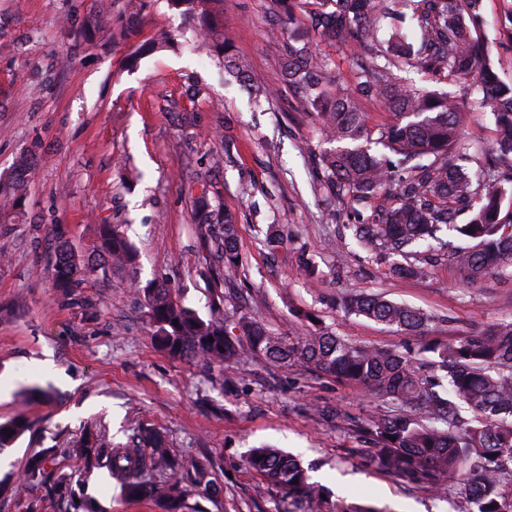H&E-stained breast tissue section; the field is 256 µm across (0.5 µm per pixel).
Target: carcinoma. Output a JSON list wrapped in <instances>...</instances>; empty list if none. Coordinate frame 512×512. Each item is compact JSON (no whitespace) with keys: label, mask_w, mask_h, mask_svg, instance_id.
I'll list each match as a JSON object with an SVG mask.
<instances>
[{"label":"carcinoma","mask_w":512,"mask_h":512,"mask_svg":"<svg viewBox=\"0 0 512 512\" xmlns=\"http://www.w3.org/2000/svg\"><path fill=\"white\" fill-rule=\"evenodd\" d=\"M272 34L282 40V77L288 92L321 120L331 148L315 156L324 186L349 197L371 222L351 226L366 249H384L394 257L393 272L425 275L423 250L448 230L468 241L448 255L462 283L492 275H512V81L499 76L485 43L475 36L483 0H271ZM167 8L192 22L199 55L224 66L238 81L249 70L224 39V0H165ZM311 30L344 49L350 77L337 78L330 59L298 31L299 16ZM175 46L162 31L127 55L134 69L156 51ZM469 83L472 109L491 114V157L471 173L467 159L463 109L446 94L418 88L397 76ZM378 100L393 121L378 129L376 152L365 139V103ZM38 152L33 145L11 173L0 176V225L22 213L27 177ZM196 198L201 245L212 274L208 317L174 299L163 283L136 284L154 327L153 340L171 356L224 367V385L235 382V366L248 350L274 365L296 362L397 406V414H374L360 427L371 440L370 463L408 484L442 491L465 485L457 512H512V322L448 343L432 341L418 352L357 345L322 328L306 336H280L241 316L235 328L224 324V291L232 292L242 267L234 217L212 208L217 186L203 179ZM388 207L377 204L381 195ZM468 213V221L457 217ZM99 255L115 266L135 263L132 243L116 227L100 222ZM55 288L69 299L82 297L95 267L59 243L52 258ZM344 311L404 331H422L429 316L380 295H356ZM473 412L465 422L461 412ZM31 429L23 414L0 423V450ZM13 431L7 435V431ZM248 467L285 492L294 506L316 505L315 512H375L371 507L322 499L303 467L290 455L262 446L250 450ZM104 469L124 495L147 500L160 512H186L187 497L211 498L218 487L204 466L173 454L163 429L138 422L121 445L86 433L67 448L31 454L13 492L28 497L42 492L54 512H97L84 493L83 479Z\"/></svg>","instance_id":"obj_1"}]
</instances>
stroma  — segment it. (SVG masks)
<instances>
[{
  "label": "stroma",
  "mask_w": 512,
  "mask_h": 512,
  "mask_svg": "<svg viewBox=\"0 0 512 512\" xmlns=\"http://www.w3.org/2000/svg\"><path fill=\"white\" fill-rule=\"evenodd\" d=\"M123 0L93 40L84 23L101 0H0V173L33 142L42 150L19 223L0 231V422L26 411L33 422L0 451V480L32 453L63 448L86 429L125 442L137 419L165 429L171 448L198 458L220 488L192 495L204 512H288L289 500L245 464L252 447L276 446L296 456L331 499L377 512H456L460 483L428 491L374 468L358 425L384 405L335 377L293 365L273 367L245 357L236 383L155 348L153 328L131 290L133 280L164 282L183 304L207 315L210 283L191 215L198 181H217L220 208L238 220L243 265L227 317L248 314L276 334L303 336L320 326L351 342L415 350L485 332L512 320V277L462 285L436 248L420 278H400L387 254L360 248L349 231L357 215L349 199L321 186L312 157L325 143L316 115L282 90L281 46L269 35L271 0H224V35L253 83L279 96L253 102L224 80L219 64L191 48L195 30L152 0L136 35L120 39ZM479 30L503 79H512V0H483ZM180 48L142 60L123 59L159 31ZM203 88L198 98L185 89ZM224 160L211 170L214 156ZM142 179H134V172ZM109 221L135 247L137 261L95 272L87 294L95 314L58 297L49 230L91 258L97 224ZM284 244L268 250V225ZM319 271L310 282L300 266ZM373 293L426 312L424 333H411L345 313L342 298ZM46 398L22 405V390ZM86 492L102 512H155L132 501L100 474Z\"/></svg>",
  "instance_id": "1"
}]
</instances>
